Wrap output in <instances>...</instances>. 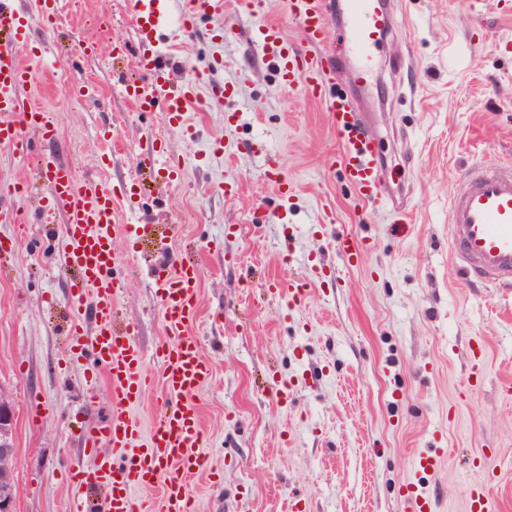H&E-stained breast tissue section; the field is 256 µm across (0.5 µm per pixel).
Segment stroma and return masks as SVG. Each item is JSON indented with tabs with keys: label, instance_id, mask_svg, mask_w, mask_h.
I'll list each match as a JSON object with an SVG mask.
<instances>
[{
	"label": "stroma",
	"instance_id": "stroma-1",
	"mask_svg": "<svg viewBox=\"0 0 512 512\" xmlns=\"http://www.w3.org/2000/svg\"><path fill=\"white\" fill-rule=\"evenodd\" d=\"M396 2L402 22L356 96L390 195L408 196L400 235L395 212L364 206L344 180L323 105L283 84L256 42L258 24L276 22L296 48L333 60L341 28L307 48L285 0H262L256 16L241 0H224L220 20L171 16L161 31L171 78L205 79L181 131L115 92L127 80L156 91L136 66L129 0H64L35 26L55 62L18 94L42 106L55 137L30 135L22 155L0 147V174L22 189L0 210L27 216L0 220L12 248L0 258V386L17 415L16 512H70L67 431L106 420L112 399L93 356L72 360L67 335L74 323L92 329L95 297L71 308L62 238L33 220L36 162L49 152L100 186L139 184L131 221L152 230L112 235L124 285L115 307L149 370L166 339L152 266L166 254L202 269L190 327L212 373L191 397L204 458L189 481L194 512H402L401 491L417 482L433 512H469L466 487L488 482L498 512H512V288L468 281L448 235L455 178L512 161V0ZM223 22L230 35L218 34ZM80 38L94 53L77 55ZM224 83L233 97L211 98L209 85ZM156 150L179 161V182L155 179ZM268 152L287 193L266 178ZM340 234L363 246L358 262L340 255ZM270 280L305 281L304 301L289 305ZM92 375L95 404L82 413ZM433 450L436 467L416 472V455ZM481 458L487 468L475 467Z\"/></svg>",
	"mask_w": 512,
	"mask_h": 512
}]
</instances>
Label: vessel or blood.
Returning a JSON list of instances; mask_svg holds the SVG:
<instances>
[{
	"label": "vessel or blood",
	"instance_id": "vessel-or-blood-1",
	"mask_svg": "<svg viewBox=\"0 0 512 512\" xmlns=\"http://www.w3.org/2000/svg\"><path fill=\"white\" fill-rule=\"evenodd\" d=\"M132 19L141 32L143 50L138 65L160 88V95L145 93L136 83L124 84L122 95L142 112L164 109L170 126L184 128L185 108L197 83L171 80L167 55L153 31L170 14L183 18L203 12L223 17L224 0H130ZM288 10L300 23L304 39L317 46L330 20L347 29L351 76L367 83L378 42L394 23L387 0H341L329 12L327 0H288ZM32 22L15 6L0 0V146L24 151L28 133L49 134L42 110L21 100L18 87L33 83L45 64L47 49L29 42ZM257 41L272 48L283 80L300 84L307 95L325 97L326 86L336 81L339 65L310 58L283 37L279 27L260 25ZM27 49L29 63L17 61ZM326 110L342 144V171L358 198L369 206L384 198V176L379 148L362 122L351 97H326ZM37 164L44 178L45 223L63 212L61 252L65 267L77 272L69 290L72 306H81L87 289L99 292L93 309L98 329L91 344H84L81 327H73V356L93 346L112 390L111 418L76 433L80 458L69 470L78 494L105 489L108 512H191L189 480L203 464L199 452L202 433L199 415L187 398L210 376L211 367L201 353L200 341L190 330L202 272L195 264L160 265L155 288L167 339L159 348L164 399L149 440H142L132 407L150 382L136 336L112 324L113 301L122 282L111 276L116 264L110 228L118 222L117 196L133 199V188L121 194L82 181L75 170L46 155ZM453 230L451 246L459 268L470 278L496 285H512V164L473 166L455 179L448 205Z\"/></svg>",
	"mask_w": 512,
	"mask_h": 512
}]
</instances>
